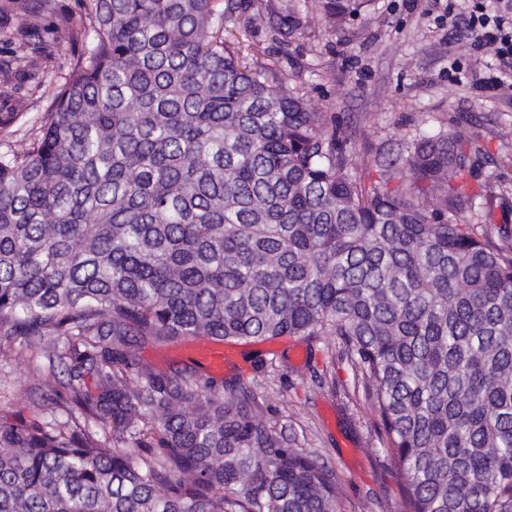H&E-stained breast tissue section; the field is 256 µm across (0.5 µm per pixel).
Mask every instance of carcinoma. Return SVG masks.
<instances>
[{"label":"carcinoma","mask_w":512,"mask_h":512,"mask_svg":"<svg viewBox=\"0 0 512 512\" xmlns=\"http://www.w3.org/2000/svg\"><path fill=\"white\" fill-rule=\"evenodd\" d=\"M371 2L311 7L335 29ZM250 8L80 0L60 18L84 48L0 150V344L20 343L0 356L45 361L30 397L68 378L58 414H0V512H336L333 473L254 394L134 354L282 336L334 337L403 512H512V233L488 228L481 151L423 134L359 168L350 134L215 25ZM268 28L299 34L301 0ZM43 33L10 34L3 83L38 78ZM202 338L178 339L168 344H148L135 351L136 357L150 364L161 372H170L171 368L182 367L183 363L190 364V359H196L191 353V347Z\"/></svg>","instance_id":"1"}]
</instances>
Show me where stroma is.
Here are the masks:
<instances>
[{"label":"stroma","instance_id":"obj_1","mask_svg":"<svg viewBox=\"0 0 512 512\" xmlns=\"http://www.w3.org/2000/svg\"><path fill=\"white\" fill-rule=\"evenodd\" d=\"M285 0H256L251 14L227 25V39H242L259 60L276 66L302 86L310 105L335 117L337 127L354 131L359 155L378 148L405 152L420 131L463 132L485 153L477 172L491 227L512 226V69L501 72L493 50L468 37L463 22L470 0H375L337 29L308 14L300 35L272 40L266 18ZM78 0H53L42 24L50 48L41 60L43 83L14 80L0 94V113L13 109L14 97L28 108L0 130V140L17 142L49 109L52 87L63 82L82 42L56 26L60 16H77ZM459 64L449 80L451 64ZM500 76L501 87L485 78ZM195 341L178 339L138 348L136 356L167 372L189 362ZM327 341L307 346L285 336L260 343L274 352L272 366L256 370L246 359L249 347L230 343L231 355L215 373L217 386L235 383L262 397L277 428L295 436L333 471L342 491L337 512H400V479L381 447L376 416L362 394L354 392L348 364L335 366V389L320 388L312 374L328 363ZM30 364L25 358L0 357V410L27 404Z\"/></svg>","mask_w":512,"mask_h":512}]
</instances>
